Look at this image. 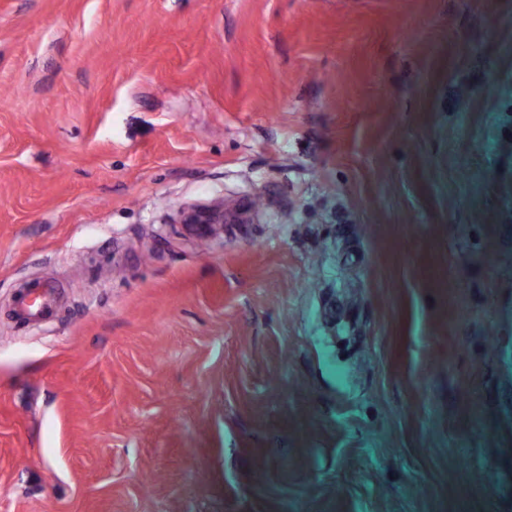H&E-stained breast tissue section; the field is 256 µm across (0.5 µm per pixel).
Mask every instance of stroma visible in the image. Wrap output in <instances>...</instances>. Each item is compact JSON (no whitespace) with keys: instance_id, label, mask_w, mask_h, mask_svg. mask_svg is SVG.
<instances>
[{"instance_id":"1","label":"stroma","mask_w":512,"mask_h":512,"mask_svg":"<svg viewBox=\"0 0 512 512\" xmlns=\"http://www.w3.org/2000/svg\"><path fill=\"white\" fill-rule=\"evenodd\" d=\"M508 267L512 0H0V512H512ZM183 223L191 231L205 235L212 230L213 224H224V206L195 207L185 216Z\"/></svg>"}]
</instances>
